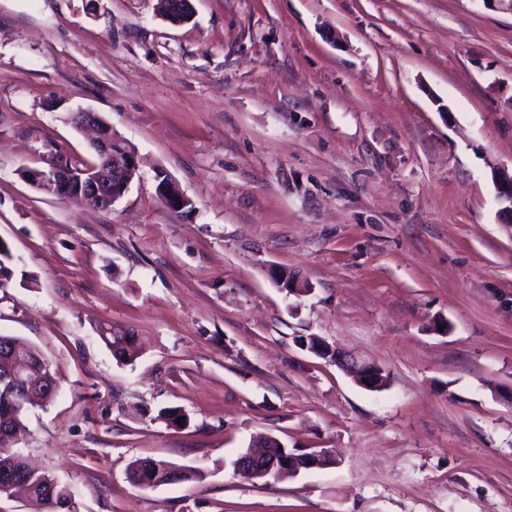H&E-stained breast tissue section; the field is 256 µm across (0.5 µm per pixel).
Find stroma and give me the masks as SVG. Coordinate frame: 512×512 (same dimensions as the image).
Masks as SVG:
<instances>
[{
    "mask_svg": "<svg viewBox=\"0 0 512 512\" xmlns=\"http://www.w3.org/2000/svg\"><path fill=\"white\" fill-rule=\"evenodd\" d=\"M192 4L174 25L157 0H0V334L60 385L21 452L77 512H512V0ZM80 108L140 158L109 211L24 177L92 159ZM259 435L337 461L243 479ZM137 458L201 476L143 489ZM165 176H167L166 180L158 187V192L163 202L173 210L186 208L189 205L190 200L167 174L161 172L158 177L159 182ZM98 333L117 362L129 365L140 357L136 336L130 331H114L110 326L100 327ZM312 353L318 357L324 358L331 363L336 364L339 368L345 371L355 369L356 382L358 385L369 391H381L386 389L388 385L384 386L385 379L383 378L384 371L376 365L372 364H359L351 355L333 349L325 342L318 340L316 345L308 343V339L301 342ZM363 380L368 381V384L363 383ZM380 388V389H379Z\"/></svg>",
    "mask_w": 512,
    "mask_h": 512,
    "instance_id": "1",
    "label": "stroma"
}]
</instances>
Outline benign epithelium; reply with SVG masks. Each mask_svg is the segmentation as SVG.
Wrapping results in <instances>:
<instances>
[{"mask_svg":"<svg viewBox=\"0 0 512 512\" xmlns=\"http://www.w3.org/2000/svg\"><path fill=\"white\" fill-rule=\"evenodd\" d=\"M73 122L78 127L91 128L96 133L93 148L96 158L112 156V164L101 166L92 163L89 166L75 171L58 159H52L45 169H31L27 171V179L35 186L40 187L49 181L55 182L70 195V202L109 211L121 199V195L113 192L111 185L113 176L123 178L125 187H130L138 175L139 166L135 152L129 147H123V141L112 134V126L98 113L88 109H79L73 114ZM163 183L158 192L163 202L173 210H181L189 205V199L179 189L176 183L160 173ZM495 183L498 198L508 203L506 210L512 214V173L501 171L495 174ZM305 346L315 355L336 364L339 368L356 371V382L369 391L383 387L384 371L376 365L360 364L352 356L340 352L325 342L319 340L312 345L304 340ZM15 368L12 373V382L16 385H27V364L23 354L16 350L13 352ZM335 463V458L326 452L305 453L290 467L292 471L308 469L316 466H327Z\"/></svg>","mask_w":512,"mask_h":512,"instance_id":"7a95c632","label":"benign epithelium"}]
</instances>
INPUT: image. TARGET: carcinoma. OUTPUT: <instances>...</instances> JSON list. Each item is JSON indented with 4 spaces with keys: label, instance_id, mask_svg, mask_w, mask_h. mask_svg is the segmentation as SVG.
Segmentation results:
<instances>
[{
    "label": "carcinoma",
    "instance_id": "obj_1",
    "mask_svg": "<svg viewBox=\"0 0 512 512\" xmlns=\"http://www.w3.org/2000/svg\"><path fill=\"white\" fill-rule=\"evenodd\" d=\"M14 256L10 245L0 244V286L10 281L13 276ZM100 339L111 351L117 362L129 365L140 357L136 344V336L129 331H114L110 327L98 329ZM18 346L24 352L29 372L40 383V391L32 394L16 391L10 394L15 405V415L12 423L18 427L28 407L38 403L52 401L59 391L58 378L52 365L32 345L20 342L14 336L0 334V376L8 373L11 363L9 350ZM6 467L21 483L27 496L39 503L45 512H72V498L66 487L51 482L52 475L31 468L22 453L15 449L14 442L6 437H0V468ZM127 475L134 478L136 485L153 489L176 482L188 481L196 477V472L188 471L165 460L139 458L133 460L127 470Z\"/></svg>",
    "mask_w": 512,
    "mask_h": 512
}]
</instances>
